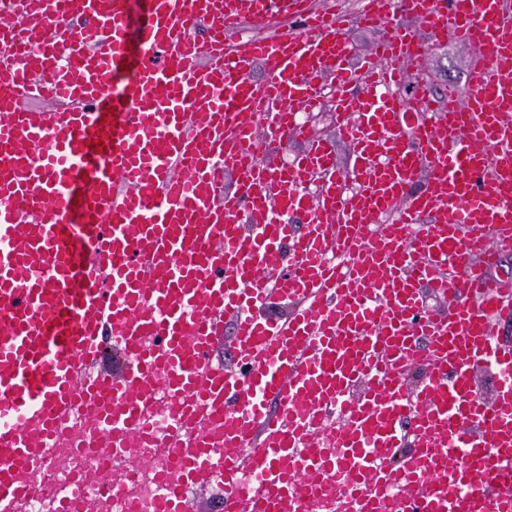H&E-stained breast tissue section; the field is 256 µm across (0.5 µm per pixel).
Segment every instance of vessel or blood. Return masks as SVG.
<instances>
[{
	"instance_id": "b4317fda",
	"label": "vessel or blood",
	"mask_w": 512,
	"mask_h": 512,
	"mask_svg": "<svg viewBox=\"0 0 512 512\" xmlns=\"http://www.w3.org/2000/svg\"><path fill=\"white\" fill-rule=\"evenodd\" d=\"M144 3L136 26L132 0H0V512L76 418L118 458L161 415L183 480L160 512L212 481L224 512H512V281L487 275L512 247V0H362L389 30L364 62L347 11L309 0ZM403 15L480 50L465 89L414 88L432 118L410 134ZM327 66L344 183L300 119Z\"/></svg>"
}]
</instances>
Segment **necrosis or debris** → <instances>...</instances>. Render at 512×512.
Listing matches in <instances>:
<instances>
[{
    "label": "necrosis or debris",
    "instance_id": "necrosis-or-debris-1",
    "mask_svg": "<svg viewBox=\"0 0 512 512\" xmlns=\"http://www.w3.org/2000/svg\"><path fill=\"white\" fill-rule=\"evenodd\" d=\"M99 426L98 420L84 418L74 424L69 438L46 459L47 485L25 512H56V501L64 494L75 497L80 512H156L161 482L179 483V468L160 473L98 459L88 443Z\"/></svg>",
    "mask_w": 512,
    "mask_h": 512
}]
</instances>
